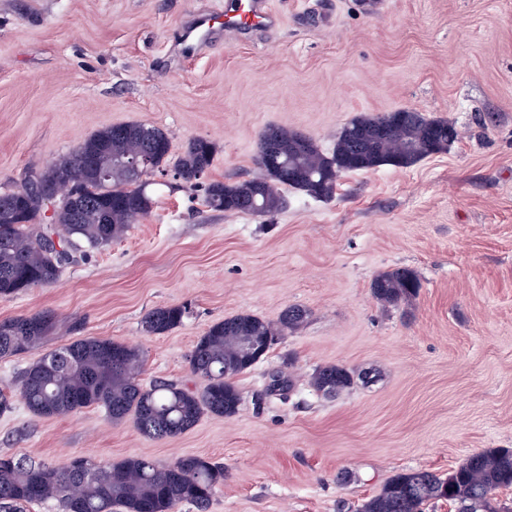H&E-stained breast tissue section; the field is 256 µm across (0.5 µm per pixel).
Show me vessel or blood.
I'll return each mask as SVG.
<instances>
[{"instance_id": "1", "label": "vessel or blood", "mask_w": 512, "mask_h": 512, "mask_svg": "<svg viewBox=\"0 0 512 512\" xmlns=\"http://www.w3.org/2000/svg\"><path fill=\"white\" fill-rule=\"evenodd\" d=\"M272 21L268 0H226L221 18L202 16L185 29L184 43L189 48H198L220 29L246 37L270 27Z\"/></svg>"}]
</instances>
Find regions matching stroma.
Masks as SVG:
<instances>
[{"instance_id": "1", "label": "stroma", "mask_w": 512, "mask_h": 512, "mask_svg": "<svg viewBox=\"0 0 512 512\" xmlns=\"http://www.w3.org/2000/svg\"><path fill=\"white\" fill-rule=\"evenodd\" d=\"M275 24L185 52L181 33L224 0H0V193L98 130L162 128L173 153L215 147L207 178L260 176V134L293 129L331 151L361 113L414 109L453 122L447 152L409 168L349 173L331 200L285 189L267 216L205 207L204 184L153 175L151 212L57 284L0 297V321L48 311L43 343L0 359V390L73 340L139 349L143 385L203 387L188 356L224 318L308 316L234 376L231 417L204 416L162 441L89 407L0 415V454L54 465L76 457L160 464L194 454L224 468L208 512H358L395 473L437 474L512 448V0H269ZM416 272V298L382 306L379 272ZM184 305L181 325L146 335L152 309ZM373 373L328 399L313 372ZM288 370L287 399L266 395Z\"/></svg>"}]
</instances>
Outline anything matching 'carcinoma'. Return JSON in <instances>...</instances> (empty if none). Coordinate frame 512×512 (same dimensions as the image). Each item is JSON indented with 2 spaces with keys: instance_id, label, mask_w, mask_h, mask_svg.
<instances>
[{
  "instance_id": "carcinoma-1",
  "label": "carcinoma",
  "mask_w": 512,
  "mask_h": 512,
  "mask_svg": "<svg viewBox=\"0 0 512 512\" xmlns=\"http://www.w3.org/2000/svg\"><path fill=\"white\" fill-rule=\"evenodd\" d=\"M127 123L90 136L61 159L25 176L16 189L0 194V296L55 284L62 269L99 251L121 237L127 226L148 214L153 198L149 175L169 161L171 141L161 128ZM455 125L412 109L358 115L340 129L335 147L324 153L316 141L300 132L271 126L259 137L256 159L268 156L277 166L259 165L263 175L231 183L215 181L205 189L204 205L215 211L266 216L283 207L280 187L301 190L316 199L335 195L339 178L347 173L382 166L406 168L448 151V130ZM214 145L189 141L173 163L186 183L202 178L213 163ZM144 158L141 172L131 173L124 162ZM112 169L108 179L94 167ZM71 177L78 187L58 204L51 223H42L44 200L59 181ZM414 271L398 267L378 274L373 296L383 305L397 306L417 294ZM186 309L158 307L142 320L144 332L166 333L181 324ZM307 311L290 306L273 325L252 314H237L211 325L189 356L191 372L204 379L199 391L174 383L149 388L140 382V351L110 339L86 337L39 357L21 372L18 396L37 418L104 408L116 422L132 420L143 436L164 440L180 435L207 414L237 413L241 395L231 377L256 361L260 345L275 341L305 322ZM53 327V316L39 312L0 321V359L21 354L42 343ZM360 375L339 365L315 370L312 386L324 396H337ZM224 467L194 454L159 465L128 457L102 463L81 457L78 463L56 467L31 458L0 455V512H26L29 504L54 500L60 512H175L190 504L207 512ZM512 488V448H493L471 455L446 475L406 470L391 476L360 512H423L431 501L445 500L456 512H512L494 494Z\"/></svg>"
}]
</instances>
